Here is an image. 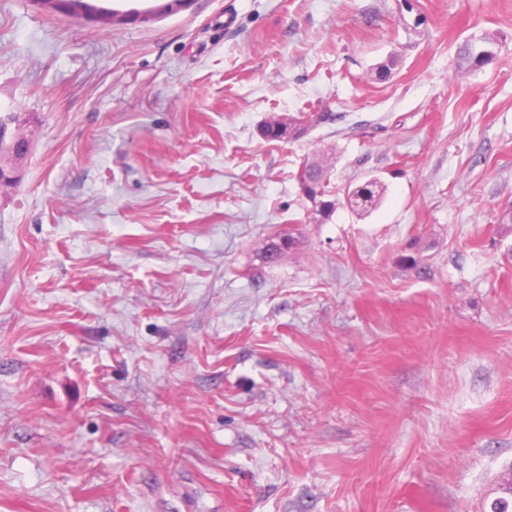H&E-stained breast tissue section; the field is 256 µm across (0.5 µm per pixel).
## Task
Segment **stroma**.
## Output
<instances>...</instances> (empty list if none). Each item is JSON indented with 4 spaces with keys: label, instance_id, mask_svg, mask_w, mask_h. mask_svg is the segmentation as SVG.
<instances>
[{
    "label": "stroma",
    "instance_id": "1",
    "mask_svg": "<svg viewBox=\"0 0 512 512\" xmlns=\"http://www.w3.org/2000/svg\"><path fill=\"white\" fill-rule=\"evenodd\" d=\"M484 33L493 62L456 74ZM0 106L30 138L0 189V512H490L512 0H192L115 26L0 0ZM318 154L321 224L296 180ZM372 178L361 217L344 190ZM358 192H360V195H364V201L360 203L354 199L355 207L351 206V208L360 212H368L371 209L377 207V205L381 202L384 193V187L377 180H371V182L365 185L363 183L356 186L352 190L349 189L347 193V200L351 201V197H355Z\"/></svg>",
    "mask_w": 512,
    "mask_h": 512
}]
</instances>
